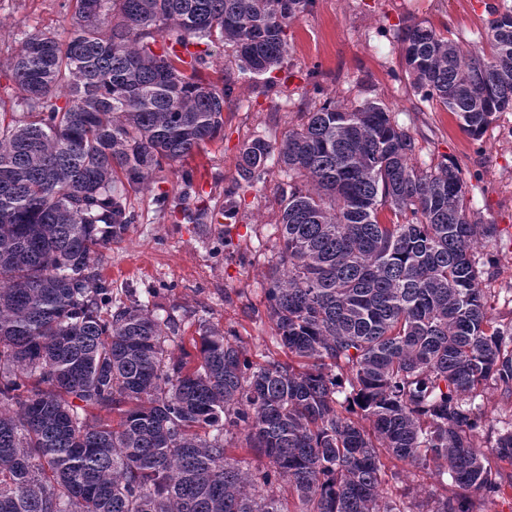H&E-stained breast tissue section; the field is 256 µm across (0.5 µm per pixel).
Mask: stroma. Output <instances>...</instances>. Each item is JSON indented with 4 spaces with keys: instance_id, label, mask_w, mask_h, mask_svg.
Listing matches in <instances>:
<instances>
[{
    "instance_id": "stroma-1",
    "label": "stroma",
    "mask_w": 512,
    "mask_h": 512,
    "mask_svg": "<svg viewBox=\"0 0 512 512\" xmlns=\"http://www.w3.org/2000/svg\"><path fill=\"white\" fill-rule=\"evenodd\" d=\"M61 3L0 0V99L17 94L9 65L25 33L66 36L70 18ZM507 6L512 0H315L287 30L288 53L270 75L275 88L269 93L264 80L241 72L232 46L203 43L207 76L221 72L232 82L224 128L204 153L165 168L149 189L129 194L137 219L121 243L103 250L97 271L115 293L151 289L146 305L159 318L178 320L185 336H194L205 320L234 329L255 362L283 359L265 309V273L279 250L278 187L287 181L280 166L243 185L237 223L178 224L170 207L203 211L220 205L238 177L244 143L258 136L280 141L324 99L350 107L375 99L413 137L414 165L424 170L441 162L459 165L469 215L497 227L496 235L480 239L474 250L491 312L501 322L512 321V112L499 114L481 140H472L456 116L409 86L394 38L397 29L422 22L468 51L492 10ZM313 72L322 94L313 92L308 79ZM186 170L193 175L189 188L182 178ZM161 193L169 207L158 206Z\"/></svg>"
}]
</instances>
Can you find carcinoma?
I'll return each mask as SVG.
<instances>
[{"mask_svg":"<svg viewBox=\"0 0 512 512\" xmlns=\"http://www.w3.org/2000/svg\"><path fill=\"white\" fill-rule=\"evenodd\" d=\"M315 0H64L65 40L28 33L10 63L20 117L0 113V512H406L387 462L442 489L415 512H476L512 490L475 439V398L512 395V326L493 317L454 163H412L385 104L325 101L281 142L240 152L250 183L288 173L266 314L288 361L255 364L236 333L112 299L92 265L137 219L129 192L204 151L231 84L202 76L200 41L260 77ZM466 54L424 23L397 34L405 76L480 139L512 111V9ZM388 208L392 218L379 214ZM238 218L235 189L217 209ZM84 403L80 407L73 400ZM116 411L108 423L87 409ZM231 448L255 452L245 472ZM512 466V429L490 447ZM450 477L445 482L444 477Z\"/></svg>","mask_w":512,"mask_h":512,"instance_id":"cac0c4a2","label":"carcinoma"}]
</instances>
